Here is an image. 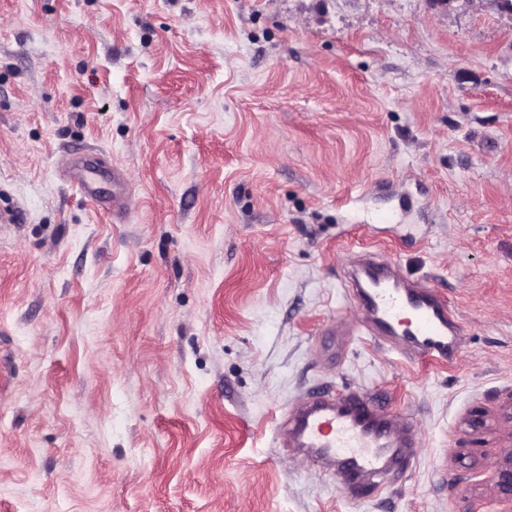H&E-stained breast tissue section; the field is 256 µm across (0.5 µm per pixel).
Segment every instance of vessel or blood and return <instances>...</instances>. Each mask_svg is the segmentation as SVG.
<instances>
[{
  "mask_svg": "<svg viewBox=\"0 0 512 512\" xmlns=\"http://www.w3.org/2000/svg\"><path fill=\"white\" fill-rule=\"evenodd\" d=\"M71 175L90 200L100 192L92 161L73 159ZM351 278L349 297L361 331L413 360L452 361L462 327L446 297L409 280L384 261L365 258ZM277 444L336 478L352 497L379 494L411 471L418 439L414 425L355 390L313 392L279 419Z\"/></svg>",
  "mask_w": 512,
  "mask_h": 512,
  "instance_id": "b4317fda",
  "label": "vessel or blood"
}]
</instances>
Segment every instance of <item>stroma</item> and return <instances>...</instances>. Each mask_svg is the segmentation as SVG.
I'll return each mask as SVG.
<instances>
[{
  "instance_id": "stroma-1",
  "label": "stroma",
  "mask_w": 512,
  "mask_h": 512,
  "mask_svg": "<svg viewBox=\"0 0 512 512\" xmlns=\"http://www.w3.org/2000/svg\"><path fill=\"white\" fill-rule=\"evenodd\" d=\"M12 209L0 512H487L512 445L500 0H0ZM364 252L447 295L450 364L352 335ZM322 388L408 417L412 471L356 500L284 460L279 416ZM71 176L82 188L85 195L92 201H98L100 197L99 189L96 186L94 174L96 168L91 160H82L73 157L70 165Z\"/></svg>"
}]
</instances>
